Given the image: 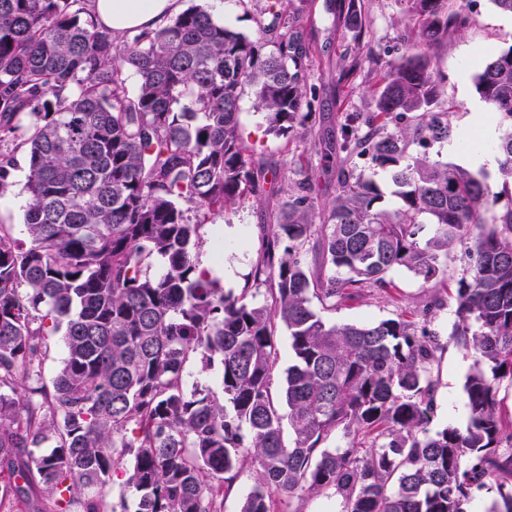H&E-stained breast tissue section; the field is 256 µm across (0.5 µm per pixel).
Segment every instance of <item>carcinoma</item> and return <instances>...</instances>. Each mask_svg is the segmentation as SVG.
Here are the masks:
<instances>
[{
	"instance_id": "1",
	"label": "carcinoma",
	"mask_w": 512,
	"mask_h": 512,
	"mask_svg": "<svg viewBox=\"0 0 512 512\" xmlns=\"http://www.w3.org/2000/svg\"><path fill=\"white\" fill-rule=\"evenodd\" d=\"M395 2L405 15L398 40L413 52L380 75L366 121L376 133L358 135L349 115L341 149L387 172L400 206L386 210L372 178L344 173L316 225L311 184L289 186L253 266V284L269 285L256 304L248 287H217L193 246L210 214L260 201L277 170L244 147V87L267 133H308L321 94L299 17L272 0L251 37L195 5L121 40L89 0H0V194L20 153L29 195L28 240L0 230V500L127 512L105 490L117 449L128 448L136 512H222L248 459L257 479L240 512L326 490L342 512H471L483 493V512H512V422L496 399L512 379V205L497 209L486 177L414 157L407 133L389 129L413 113L419 141L448 140L431 58L471 17L457 0ZM345 22L362 39L361 13L347 9ZM127 67L140 76L132 97ZM473 82L512 127V47ZM496 151L512 185V133ZM450 249L465 263L445 289L453 335L475 360L468 426L433 431L437 336L404 315L338 324L322 311L387 287L398 268L437 281ZM153 257L164 261L159 276L143 271ZM280 329L291 359L276 397ZM55 337L65 356L48 386ZM192 359L204 371L220 361L223 395L185 390ZM339 430L345 444L326 446ZM46 443L51 451L35 455Z\"/></svg>"
}]
</instances>
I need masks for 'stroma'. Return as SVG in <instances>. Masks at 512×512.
Listing matches in <instances>:
<instances>
[{"instance_id":"obj_1","label":"stroma","mask_w":512,"mask_h":512,"mask_svg":"<svg viewBox=\"0 0 512 512\" xmlns=\"http://www.w3.org/2000/svg\"><path fill=\"white\" fill-rule=\"evenodd\" d=\"M356 2L365 21L362 41L370 45L366 51L358 50V40L346 27L343 16L328 10L326 0L291 2L292 7L300 9L302 21L311 33L310 81L320 86L322 94L321 106L313 118V135L274 137L266 131L265 114L257 109L253 90L245 89L240 100L239 119L247 149L255 157L277 162L291 180L311 179L315 187V218L319 221L336 194L343 159L341 127L346 115L354 112L364 118L375 110L373 88L381 66L370 54L396 45V36L403 27V17L394 0ZM193 5L209 10L215 20L227 27L253 37L267 16L268 0H180L181 8ZM511 47L512 15L500 12L492 0H477L468 28L453 35L434 61L435 71L444 77L442 95L453 104L448 114L452 133L448 141L415 147V154L459 165L477 175L497 177L495 145L508 127L480 99L473 77L493 55ZM348 48L358 50L361 66L343 81L339 75L349 65L343 56ZM13 181V187L0 195V229L23 240L27 237L23 215L28 202L24 166L14 170ZM286 199V194L272 190L260 203L229 209L208 219L195 252L219 287L236 292L244 287L261 244L260 228L273 224ZM390 278L392 287L365 289L336 309L325 311V318L337 323H365L404 314L418 323L425 320L424 310L435 296L431 284L404 269L392 271ZM428 320L439 338L432 367L437 404L432 425L466 428L463 384L474 358L453 335V302L445 301Z\"/></svg>"}]
</instances>
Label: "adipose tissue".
I'll return each instance as SVG.
<instances>
[{
  "mask_svg": "<svg viewBox=\"0 0 512 512\" xmlns=\"http://www.w3.org/2000/svg\"><path fill=\"white\" fill-rule=\"evenodd\" d=\"M95 17L115 35L162 26L179 8L178 0H91Z\"/></svg>",
  "mask_w": 512,
  "mask_h": 512,
  "instance_id": "1",
  "label": "adipose tissue"
}]
</instances>
